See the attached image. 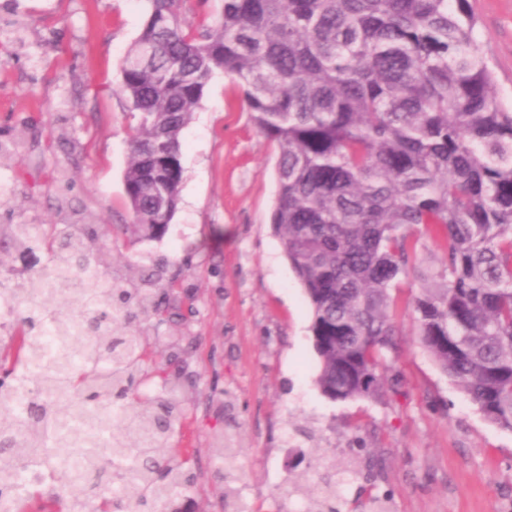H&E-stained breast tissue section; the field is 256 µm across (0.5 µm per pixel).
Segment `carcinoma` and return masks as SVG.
Returning a JSON list of instances; mask_svg holds the SVG:
<instances>
[{"label":"carcinoma","mask_w":512,"mask_h":512,"mask_svg":"<svg viewBox=\"0 0 512 512\" xmlns=\"http://www.w3.org/2000/svg\"><path fill=\"white\" fill-rule=\"evenodd\" d=\"M220 19L192 31L183 0H147V19L121 66L120 91L138 124L124 173L132 231L166 232L183 179L182 133L212 79L243 89L254 127L276 151L271 225L312 311L316 384L333 402L376 398L393 369L398 328L391 291L420 281L412 297L419 344L484 416L512 431V108L493 94L495 73L469 0H220ZM418 227L444 240L439 264L415 262ZM91 261L85 234H72L46 278L15 290L27 300L71 291ZM143 287L114 278L86 288L91 346H70L69 318L42 308L0 350V399L27 409L0 417V490L25 469L58 483L37 512H145L175 502L194 482L189 453L158 450L181 416L182 374H165L155 402L125 403L142 382L149 352L140 325L161 315L156 272ZM134 329L108 330V310ZM53 325L65 349L44 350ZM80 361L64 371L68 352ZM46 390H67L87 407L110 402L124 419L110 428L106 455L72 431ZM23 433L22 442L16 434ZM58 448H74L92 470L111 471L114 497L71 479ZM327 482L314 512H336Z\"/></svg>","instance_id":"cac0c4a2"}]
</instances>
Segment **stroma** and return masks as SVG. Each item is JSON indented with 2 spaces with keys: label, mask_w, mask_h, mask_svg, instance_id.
<instances>
[{
  "label": "stroma",
  "mask_w": 512,
  "mask_h": 512,
  "mask_svg": "<svg viewBox=\"0 0 512 512\" xmlns=\"http://www.w3.org/2000/svg\"><path fill=\"white\" fill-rule=\"evenodd\" d=\"M499 99L512 105V0H470ZM145 0H0V226L96 231V270L137 281L160 271L170 319L147 320L158 363L185 369L182 425L162 447L189 449L196 486L183 512H224L225 456L252 512H295L294 476L327 447L351 471L339 512H512V431L487 420L416 340L411 299L395 290L397 388L334 402L315 380L311 309L270 224L275 150L250 120L240 88L208 85L182 134L184 177L165 234L126 226L129 136L136 120L120 67L142 30ZM39 243L0 241V286L40 274Z\"/></svg>",
  "instance_id": "obj_1"
}]
</instances>
